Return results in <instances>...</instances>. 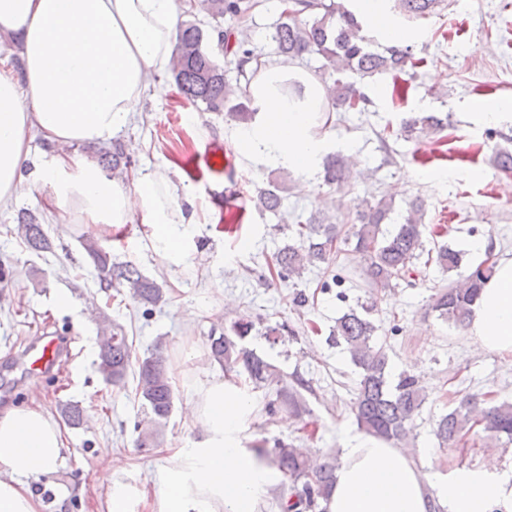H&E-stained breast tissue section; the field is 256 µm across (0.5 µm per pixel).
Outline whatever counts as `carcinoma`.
<instances>
[{
	"mask_svg": "<svg viewBox=\"0 0 512 512\" xmlns=\"http://www.w3.org/2000/svg\"><path fill=\"white\" fill-rule=\"evenodd\" d=\"M345 2L298 0L291 13L285 6L273 26L271 39L283 63L311 55L322 57V68L342 74L327 87L331 104L345 112H362L368 98L358 86V80L375 74L403 73L406 68L415 67V54L410 45H392L381 52L372 50L370 38L363 34V20ZM400 4L417 18L427 13L433 0H400ZM258 6V0H191L188 13L196 10L214 20L225 17L241 20ZM230 36L231 33L218 24L205 28L195 20L180 22L170 71L179 92L188 102L196 106L202 104L209 112L225 111L234 120L246 123L254 115L250 84L268 61L256 54L246 40L230 43ZM215 48L226 56H233V60L227 65L220 63L214 55ZM230 64L235 72L233 87L238 90L235 97L230 96L233 88L227 76ZM447 127L446 117L409 116L403 119L401 131L408 137L419 138ZM104 165L112 171V177L126 179L131 173L132 161L124 146L116 142L112 151L105 153ZM342 171V158L329 157L324 165L325 181H340ZM257 205L261 212L276 216L282 206V196L276 189L262 190ZM388 211L389 206L383 199L375 203L364 200L356 206V224L349 229L326 221L320 212L312 213L306 221L297 222L299 245L280 249L272 256L268 268L279 275L286 271L292 277L301 275L305 265L324 263L331 256L352 255L359 260L371 288V302L362 306L360 312L352 309L336 319L330 329L331 340L346 350L359 372L351 405L358 427L373 437L408 448L415 439V419L426 397L415 375L404 372L397 380H392L389 355L375 340L378 326L370 314L379 293L411 277L414 261L423 253L429 229L422 223L423 202L419 198L409 203L404 221L391 231L383 229ZM16 232L35 254L53 251V244L34 213L18 214ZM80 244L98 272L100 287L128 289L130 297L146 306L148 312L166 303L163 288L155 280L129 262L112 261V252L94 235L81 236ZM432 260L441 269L452 272L461 267L462 255L443 244L437 248L436 256H428L427 261ZM494 268L495 262L489 254L456 283L435 295L433 311L456 327L465 326ZM253 328L252 320L240 318L220 333L211 331L207 345L209 358L224 372L243 376L254 387L273 390L275 398L267 402V414L273 415L282 408L296 415L310 414L301 404L297 390L284 383L275 367L242 345ZM97 346L98 370L105 383L123 386L129 371L137 367L132 371L137 379L136 391L144 418L135 425L136 442L140 448L157 447L172 415L175 398L165 337H158L145 357L135 358L122 327L104 319L98 328ZM60 411L67 425L77 428L83 424V409L78 403L65 402ZM476 426L483 427V431L496 440L504 438L511 443L512 403L484 406L477 399L465 396L451 412L440 417L434 435L440 445H454ZM265 456L281 474V482L274 492L280 512H325L321 502L330 494L339 465L337 456L314 463L304 449L281 440L275 441L273 447L265 451Z\"/></svg>",
	"mask_w": 512,
	"mask_h": 512,
	"instance_id": "1",
	"label": "carcinoma"
}]
</instances>
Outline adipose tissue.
I'll list each match as a JSON object with an SVG mask.
<instances>
[{"instance_id": "1", "label": "adipose tissue", "mask_w": 512, "mask_h": 512, "mask_svg": "<svg viewBox=\"0 0 512 512\" xmlns=\"http://www.w3.org/2000/svg\"><path fill=\"white\" fill-rule=\"evenodd\" d=\"M179 17L177 0H0V34L17 36L23 56L21 73L0 67V204L18 195L28 168L51 188L53 206L76 212L98 236L138 220L166 263L197 254L193 220L166 170L126 184L94 161L70 164L64 153L76 143L108 142L127 125L152 75L171 65ZM250 95L256 113L236 134L238 152L311 172L327 147L315 133L323 85L300 67L272 64ZM35 130L56 151L34 162ZM466 333L480 350L512 355V257L499 258ZM252 410L236 384L197 382L185 413L203 436L172 453L160 478L163 512H256L279 474L241 445ZM65 448L60 424L40 404L0 406V512H39L29 482L52 472ZM340 455L326 512H429L425 483L402 449L359 433ZM438 494L449 512H512V479L489 467L454 472Z\"/></svg>"}]
</instances>
